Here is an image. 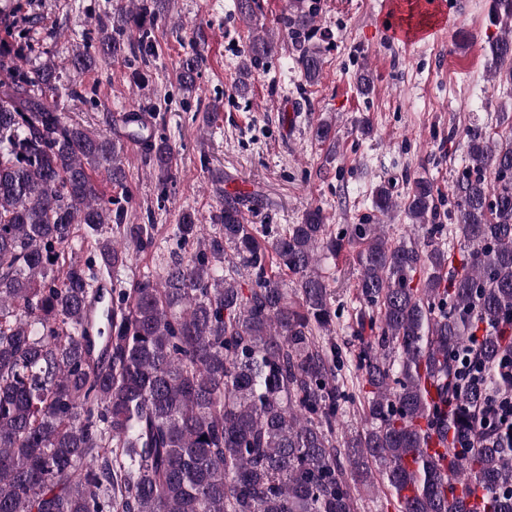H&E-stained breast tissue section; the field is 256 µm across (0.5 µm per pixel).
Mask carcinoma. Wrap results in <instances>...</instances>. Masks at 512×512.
Instances as JSON below:
<instances>
[{
	"label": "carcinoma",
	"mask_w": 512,
	"mask_h": 512,
	"mask_svg": "<svg viewBox=\"0 0 512 512\" xmlns=\"http://www.w3.org/2000/svg\"><path fill=\"white\" fill-rule=\"evenodd\" d=\"M171 5H117L112 23L73 45L66 78L53 56L0 41L10 77L0 95V512H357L356 494L375 484L395 512H512V437L477 433L482 392L459 379L457 360L483 326L471 358L512 356L494 329L512 314V137L470 135L454 224L430 223L433 185L415 182L407 212L427 229L424 244L394 241L382 224L334 236L318 209L271 237L229 196L211 216L215 234L183 209L178 251L159 272L100 288L131 249L153 246L151 225L123 223L124 206L100 195L95 176L126 182L119 148L58 98L83 99L79 77L124 56L132 38L149 52ZM489 16L512 28V0H491ZM310 24L308 12L285 15L281 38ZM276 51L275 39L250 36L240 91ZM490 53L512 83V37ZM297 63L318 79L316 52L301 48ZM204 64L199 50L179 62L184 90ZM128 121L167 196L168 140L136 112ZM372 204L395 206L385 186ZM81 229L94 236L86 259ZM356 243L361 347L347 358L323 337L335 289L317 267ZM347 403L360 424L340 437ZM435 437L439 461L426 451Z\"/></svg>",
	"instance_id": "1"
}]
</instances>
